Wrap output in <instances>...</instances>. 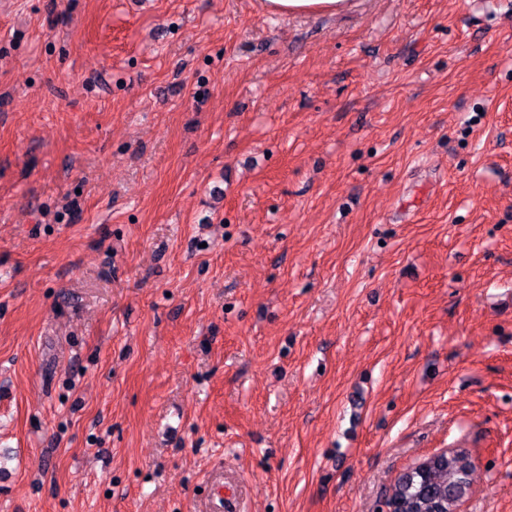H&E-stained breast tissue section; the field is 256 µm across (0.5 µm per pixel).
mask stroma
Here are the masks:
<instances>
[{"mask_svg":"<svg viewBox=\"0 0 512 512\" xmlns=\"http://www.w3.org/2000/svg\"><path fill=\"white\" fill-rule=\"evenodd\" d=\"M455 448L512 512V0H0V512H381ZM353 0H264L267 13L276 16L318 14L335 16L348 12L354 6Z\"/></svg>","mask_w":512,"mask_h":512,"instance_id":"1","label":"stroma"}]
</instances>
